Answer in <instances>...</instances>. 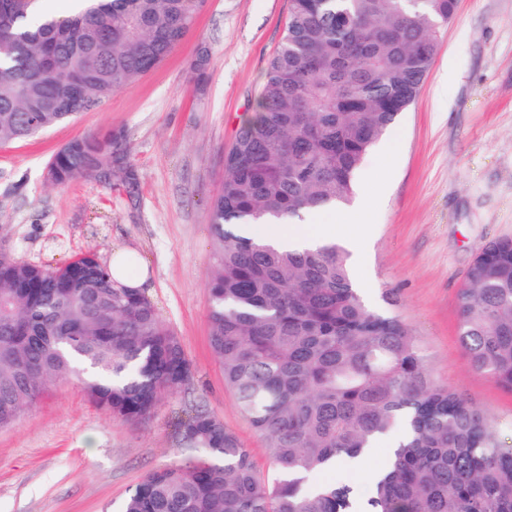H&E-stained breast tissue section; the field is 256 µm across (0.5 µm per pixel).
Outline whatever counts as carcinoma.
Here are the masks:
<instances>
[{
  "label": "carcinoma",
  "instance_id": "1",
  "mask_svg": "<svg viewBox=\"0 0 512 512\" xmlns=\"http://www.w3.org/2000/svg\"><path fill=\"white\" fill-rule=\"evenodd\" d=\"M0 0V144L99 106L159 64L204 0ZM454 0H290L254 115L224 156L210 206V347L265 441L260 476L224 421L195 409L181 441L206 455L145 475L121 512H512V448L488 416L429 372L412 328L365 305L348 251H280L236 232L350 203L365 156L416 99ZM123 135H86L50 159L53 181H112ZM459 338L512 391V239L489 242L458 292ZM78 382L128 422L194 382L178 336L144 289L93 254L47 268L0 251V428L50 387ZM405 431L364 493L309 475Z\"/></svg>",
  "mask_w": 512,
  "mask_h": 512
}]
</instances>
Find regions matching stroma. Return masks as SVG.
Wrapping results in <instances>:
<instances>
[{
    "label": "stroma",
    "mask_w": 512,
    "mask_h": 512,
    "mask_svg": "<svg viewBox=\"0 0 512 512\" xmlns=\"http://www.w3.org/2000/svg\"><path fill=\"white\" fill-rule=\"evenodd\" d=\"M289 0H205L185 39L158 66L72 121L0 144V247L56 267L92 253L135 250L144 290L179 336L195 381L142 423L113 418L73 382L50 388L0 430V512H118L149 471L198 457L178 416L203 407L272 473L265 442L244 417L209 343V205L224 156L251 116ZM207 49L204 81L191 64ZM126 138L129 185L82 177L57 185L46 164L70 139ZM370 233L356 283L371 309L393 291L432 376L486 412L512 445V393L471 366L458 335L457 293L488 242L512 238V0H459L419 94L356 176ZM380 440L366 467L310 475L311 484L367 489L388 460Z\"/></svg>",
    "instance_id": "stroma-1"
}]
</instances>
